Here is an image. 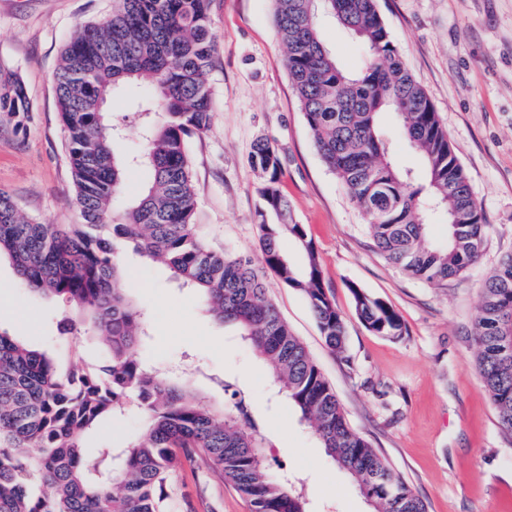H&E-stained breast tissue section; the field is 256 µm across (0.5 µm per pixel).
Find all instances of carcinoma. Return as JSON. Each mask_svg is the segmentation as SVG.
Wrapping results in <instances>:
<instances>
[{
    "label": "carcinoma",
    "instance_id": "1",
    "mask_svg": "<svg viewBox=\"0 0 512 512\" xmlns=\"http://www.w3.org/2000/svg\"><path fill=\"white\" fill-rule=\"evenodd\" d=\"M213 0H120L112 17L79 25L65 44L54 84L76 187L79 224H40L0 190V259L34 293L79 307L71 335L102 338L98 366L60 367L47 353L0 331V512H171L185 459L200 457L246 498L249 512H311L300 482L271 472L265 444L243 430L233 410L208 404L190 383L133 355L146 337L145 311L123 284L119 256L133 246L161 262L182 288L198 290L204 312L235 327L271 368L279 391L311 424L320 447L357 483L373 512H427L390 463L346 418L334 389L267 296L248 261L201 241L187 141L210 126L206 75L216 42ZM285 65L315 147L367 218L373 248L422 283L443 288L479 258L486 216L428 95L403 62L377 0H273ZM333 17L362 43L355 73L322 43L318 20ZM130 98L144 129L134 154L114 149L119 126L107 109ZM32 111L18 73L0 64V114ZM395 115L420 169L398 166L382 120ZM262 178L255 213L264 263L301 292L327 346L345 351L346 319L323 284L319 256L293 222L280 190L281 161L264 140L252 150ZM151 182L121 211L114 204L127 174ZM447 221L442 242L429 237ZM304 251L301 268L280 249L283 234ZM356 317L377 335L400 338L402 316L360 286H348ZM475 367L512 439V254L485 278L474 325ZM135 404L143 431L119 455L85 438Z\"/></svg>",
    "mask_w": 512,
    "mask_h": 512
}]
</instances>
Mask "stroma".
<instances>
[{"label": "stroma", "instance_id": "obj_1", "mask_svg": "<svg viewBox=\"0 0 512 512\" xmlns=\"http://www.w3.org/2000/svg\"><path fill=\"white\" fill-rule=\"evenodd\" d=\"M117 0H0V63L17 71L32 110L0 117V189L44 224L78 223L53 75L74 29L103 21ZM395 45L448 131L487 218L481 258L434 288L388 265L370 245L366 218L327 170L305 123L274 22L273 0H213L217 53L208 80L209 129L187 154L198 197L196 222L214 248L261 265V178L251 162L257 140L273 144L294 221L306 225L323 281L347 321L346 352L326 345L302 294L266 273L267 294L336 391L351 425L420 496L427 512H512V442L474 365L472 328L482 282L512 253V0H379ZM324 46L358 70L361 45L328 17ZM121 262L149 316L134 353L195 382L208 403L224 401L211 378L232 383L250 404L251 427L274 471L304 478L314 512H371L349 476L319 447L266 366L229 325L200 309L195 290L165 266L125 251ZM383 298L402 316L405 336L369 332L353 312L349 283ZM75 309L22 290L0 261V330L62 360L96 365L101 348L59 342ZM174 512H249L235 487L206 462L184 465Z\"/></svg>", "mask_w": 512, "mask_h": 512}]
</instances>
